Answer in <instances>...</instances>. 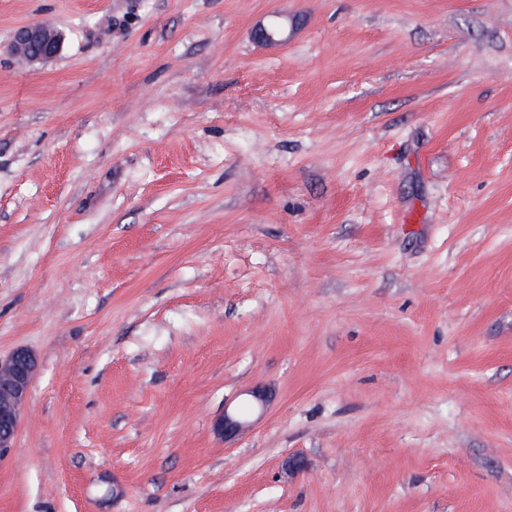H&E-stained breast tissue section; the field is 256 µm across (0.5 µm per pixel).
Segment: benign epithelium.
Returning <instances> with one entry per match:
<instances>
[{"mask_svg":"<svg viewBox=\"0 0 512 512\" xmlns=\"http://www.w3.org/2000/svg\"><path fill=\"white\" fill-rule=\"evenodd\" d=\"M253 39L264 45L281 44L288 40L282 17L274 15L267 23L257 26ZM63 35L46 24H24L15 28L11 51L19 63L35 66L54 59L60 52ZM39 362L29 349L18 347L0 357V457L14 446L25 405ZM249 426L245 415L237 409L224 408V414L214 422V433L228 442Z\"/></svg>","mask_w":512,"mask_h":512,"instance_id":"obj_1","label":"benign epithelium"}]
</instances>
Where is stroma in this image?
<instances>
[{
	"label": "stroma",
	"mask_w": 512,
	"mask_h": 512,
	"mask_svg": "<svg viewBox=\"0 0 512 512\" xmlns=\"http://www.w3.org/2000/svg\"><path fill=\"white\" fill-rule=\"evenodd\" d=\"M19 346L0 512H512V0H0ZM271 18L266 24H260L254 29L252 36L257 43L275 45L288 40V34L285 33L282 17L272 15ZM63 35L46 24H24L15 28L11 51L19 63L35 66L54 59L60 52ZM38 368L36 355L24 347L0 357V457L14 446ZM249 426L245 415L237 409L224 408V414L214 422V433L224 441H232Z\"/></svg>",
	"instance_id": "35a3bbf8"
}]
</instances>
